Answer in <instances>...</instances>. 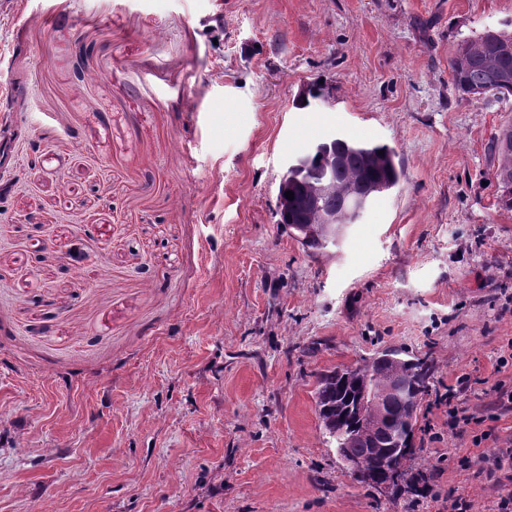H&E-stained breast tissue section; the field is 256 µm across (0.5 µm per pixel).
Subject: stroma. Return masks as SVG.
Returning <instances> with one entry per match:
<instances>
[{
  "label": "stroma",
  "instance_id": "1",
  "mask_svg": "<svg viewBox=\"0 0 512 512\" xmlns=\"http://www.w3.org/2000/svg\"><path fill=\"white\" fill-rule=\"evenodd\" d=\"M488 29L512 0H0V512H491L438 405L469 374L458 406L512 437V97L461 99L448 67ZM359 130L404 176L308 251L287 164ZM389 346L435 366L434 499L364 486L322 435L317 374ZM494 151L497 153L496 181L501 191L502 204L512 209V121L501 125L494 136Z\"/></svg>",
  "mask_w": 512,
  "mask_h": 512
}]
</instances>
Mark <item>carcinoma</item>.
<instances>
[{
	"label": "carcinoma",
	"instance_id": "cac0c4a2",
	"mask_svg": "<svg viewBox=\"0 0 512 512\" xmlns=\"http://www.w3.org/2000/svg\"><path fill=\"white\" fill-rule=\"evenodd\" d=\"M453 83L467 100L493 93L512 95V85L502 83L503 74L512 76V35L487 30L474 39L458 44L449 60ZM497 153L496 181L502 204L512 209V121L501 125L494 136ZM383 154H378V151ZM334 154L336 193L320 198L315 187L323 177L324 155ZM394 150L384 143L355 142L333 137L316 145L306 156L304 168L288 170L280 187L294 193L288 212L279 214V223L291 234L303 237L302 246L322 251L331 244L320 224L323 211H334L340 220L350 217L348 206L353 200L371 202L370 190H390L399 185ZM433 366L422 359L408 358L406 352L386 348L374 357L351 368L332 371L318 377L316 399L323 435L335 445L338 455L348 454L366 462L371 477L364 481L372 486L375 479L386 477L390 483L402 481L414 498L431 492L429 476L413 468L415 426L420 407L428 392ZM380 393L383 408L380 429L353 412L355 397L365 384Z\"/></svg>",
	"mask_w": 512,
	"mask_h": 512
}]
</instances>
